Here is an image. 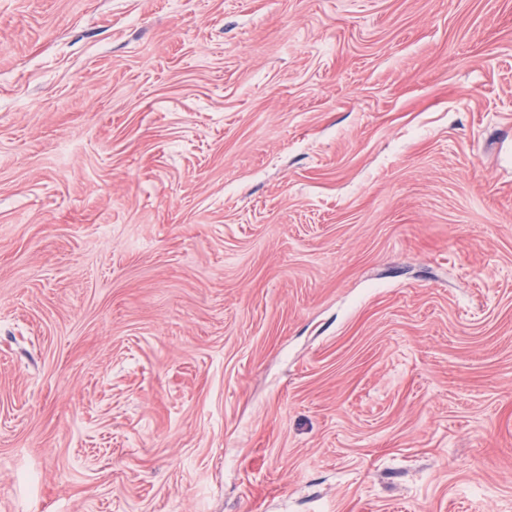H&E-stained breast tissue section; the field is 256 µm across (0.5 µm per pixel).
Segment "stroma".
I'll use <instances>...</instances> for the list:
<instances>
[{"mask_svg":"<svg viewBox=\"0 0 512 512\" xmlns=\"http://www.w3.org/2000/svg\"><path fill=\"white\" fill-rule=\"evenodd\" d=\"M0 512H512V0H0Z\"/></svg>","mask_w":512,"mask_h":512,"instance_id":"obj_1","label":"stroma"}]
</instances>
